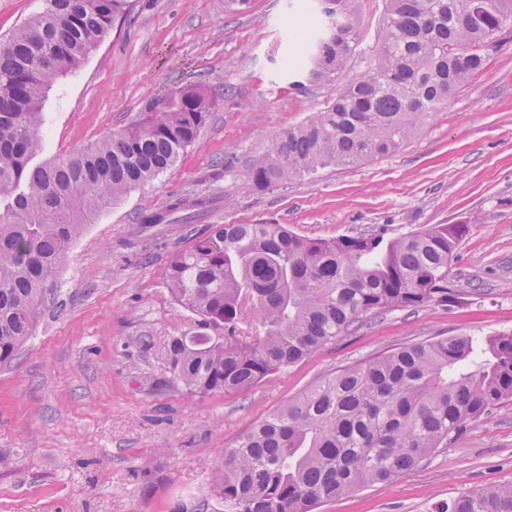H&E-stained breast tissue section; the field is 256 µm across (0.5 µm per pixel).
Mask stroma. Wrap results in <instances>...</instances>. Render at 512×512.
<instances>
[{
    "label": "stroma",
    "instance_id": "obj_1",
    "mask_svg": "<svg viewBox=\"0 0 512 512\" xmlns=\"http://www.w3.org/2000/svg\"><path fill=\"white\" fill-rule=\"evenodd\" d=\"M384 9L356 0L358 44L343 81L373 66ZM322 18L320 0H130L80 68L50 87L38 164L131 126L154 94L199 84L217 106L176 165L85 226L34 335L0 364V512H179L197 497L224 512L211 472L225 445L338 370L425 340L512 335V41L395 153L257 190L250 171L272 139L336 93L282 65L306 53L300 35ZM198 196L216 207L189 224L140 228L142 214ZM214 224L388 239L467 224L449 270L465 294L368 316L244 392L155 393L153 380L169 375V338L200 329L165 268ZM489 485L512 486V401L407 475L316 512H444Z\"/></svg>",
    "mask_w": 512,
    "mask_h": 512
}]
</instances>
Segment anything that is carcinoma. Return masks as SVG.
Here are the masks:
<instances>
[{
	"instance_id": "carcinoma-1",
	"label": "carcinoma",
	"mask_w": 512,
	"mask_h": 512,
	"mask_svg": "<svg viewBox=\"0 0 512 512\" xmlns=\"http://www.w3.org/2000/svg\"><path fill=\"white\" fill-rule=\"evenodd\" d=\"M309 39L308 80L333 82L357 44L355 0H331ZM376 63L320 112L283 131L251 168L272 190L331 165L389 155L448 105L512 38V0H385ZM128 0H44L0 43V363L33 335L46 284L88 224L171 168L215 99L187 85L145 100L136 121L39 166L43 102L126 13ZM205 207L179 199L141 216L149 228ZM468 224L302 236L285 224H215L169 261L182 307L225 336L168 342L174 384L200 395L242 392L347 332L371 313L457 301L448 279ZM259 325L239 339L245 312ZM512 401V335L451 336L397 347L344 368L250 426L224 448L213 478L231 512H314L361 484L403 476L471 422ZM448 512H512V488L461 496Z\"/></svg>"
}]
</instances>
